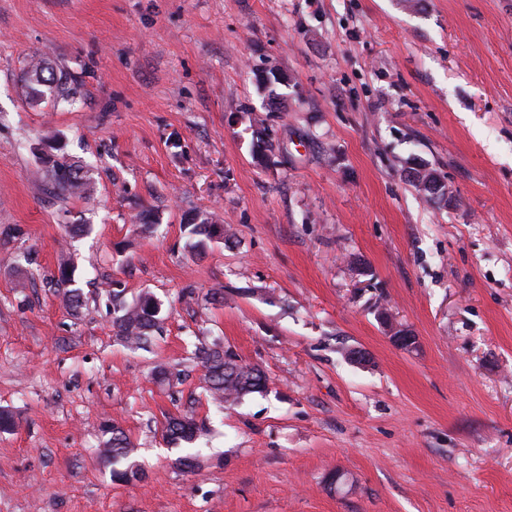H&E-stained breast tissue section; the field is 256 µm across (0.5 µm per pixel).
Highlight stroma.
Segmentation results:
<instances>
[{
	"instance_id": "1",
	"label": "stroma",
	"mask_w": 512,
	"mask_h": 512,
	"mask_svg": "<svg viewBox=\"0 0 512 512\" xmlns=\"http://www.w3.org/2000/svg\"><path fill=\"white\" fill-rule=\"evenodd\" d=\"M38 58L76 98L26 99ZM49 156L83 166L86 197L37 182ZM196 211L231 244L192 255ZM64 255L75 313L50 283ZM115 282L161 302L151 350L116 339ZM200 339L267 391L215 407ZM159 364L189 375L159 387ZM190 404L204 431L171 447ZM1 407L0 512H512V0H0ZM112 422L142 480L103 463Z\"/></svg>"
}]
</instances>
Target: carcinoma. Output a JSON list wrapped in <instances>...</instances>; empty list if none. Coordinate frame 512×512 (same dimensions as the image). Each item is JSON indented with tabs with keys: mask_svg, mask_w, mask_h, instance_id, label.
Listing matches in <instances>:
<instances>
[{
	"mask_svg": "<svg viewBox=\"0 0 512 512\" xmlns=\"http://www.w3.org/2000/svg\"><path fill=\"white\" fill-rule=\"evenodd\" d=\"M27 82L26 96L32 102L47 95L68 100L77 94V87L72 85L68 76L55 72L45 61H33L28 65ZM43 181L53 190L70 197H83L89 189V183L82 175V167L66 161H47ZM184 229L190 238L188 248L197 255L202 254L207 242L216 237L226 242L231 239L224 225L200 213L193 214ZM73 283L72 271L64 259L59 266L56 284L63 288L65 306L75 311L82 305V292L73 287ZM106 298L112 305L114 334L125 345L146 349L161 335L164 317L160 305L151 297L146 296L129 305L124 299L123 289L110 288L106 290ZM193 359L204 370L208 395L216 402L231 407L250 394L267 390L265 371L257 365L243 362L234 350L219 342L199 341L195 345ZM200 430L201 426L191 411L170 415L164 424L165 437L172 445L192 443ZM104 433L108 434V438L103 442L102 456L111 467L112 480L129 483L140 479L142 471L133 459L135 448L122 427L114 423L106 426Z\"/></svg>",
	"mask_w": 512,
	"mask_h": 512,
	"instance_id": "obj_1",
	"label": "carcinoma"
}]
</instances>
